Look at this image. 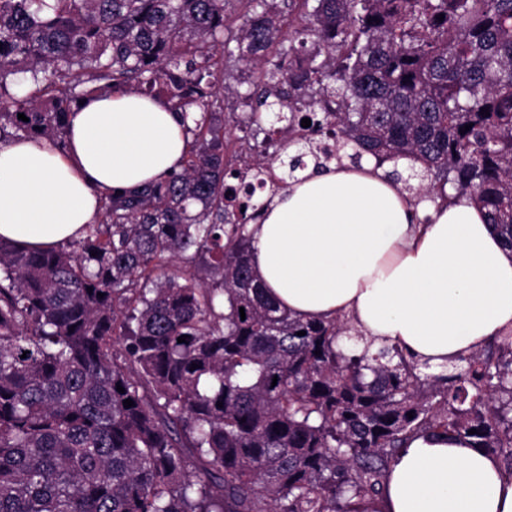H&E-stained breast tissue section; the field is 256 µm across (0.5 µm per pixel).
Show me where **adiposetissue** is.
Here are the masks:
<instances>
[{
	"label": "adipose tissue",
	"mask_w": 512,
	"mask_h": 512,
	"mask_svg": "<svg viewBox=\"0 0 512 512\" xmlns=\"http://www.w3.org/2000/svg\"><path fill=\"white\" fill-rule=\"evenodd\" d=\"M189 141L164 99H84L66 148L0 144V238L62 245L98 222L105 198L177 170ZM387 170L372 157L308 166L258 224L253 271L292 315L348 316L365 336L438 367L512 327V249L473 201L411 203ZM379 508L512 512V478L469 440L424 433L393 463Z\"/></svg>",
	"instance_id": "adipose-tissue-1"
}]
</instances>
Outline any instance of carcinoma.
Returning a JSON list of instances; mask_svg holds the SVG:
<instances>
[{"instance_id":"1","label":"carcinoma","mask_w":512,"mask_h":512,"mask_svg":"<svg viewBox=\"0 0 512 512\" xmlns=\"http://www.w3.org/2000/svg\"><path fill=\"white\" fill-rule=\"evenodd\" d=\"M103 90L167 100L190 148L62 248L0 239V512H379L423 432L512 476V333L436 371L294 317L253 273L265 202L227 194L329 161L319 117L336 160L410 161L412 197H469L512 249V0H0V142L64 144Z\"/></svg>"}]
</instances>
